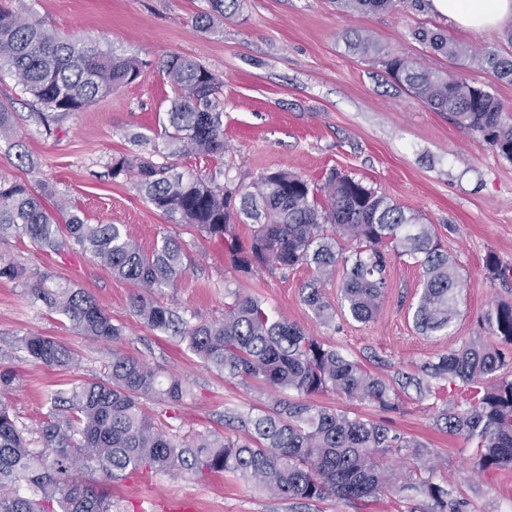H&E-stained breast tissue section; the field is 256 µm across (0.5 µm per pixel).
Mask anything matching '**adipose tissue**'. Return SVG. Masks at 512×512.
Returning a JSON list of instances; mask_svg holds the SVG:
<instances>
[{"instance_id": "1", "label": "adipose tissue", "mask_w": 512, "mask_h": 512, "mask_svg": "<svg viewBox=\"0 0 512 512\" xmlns=\"http://www.w3.org/2000/svg\"><path fill=\"white\" fill-rule=\"evenodd\" d=\"M428 11L467 30H491L512 21V0H426Z\"/></svg>"}]
</instances>
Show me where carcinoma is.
Returning <instances> with one entry per match:
<instances>
[{
    "instance_id": "1",
    "label": "carcinoma",
    "mask_w": 512,
    "mask_h": 512,
    "mask_svg": "<svg viewBox=\"0 0 512 512\" xmlns=\"http://www.w3.org/2000/svg\"><path fill=\"white\" fill-rule=\"evenodd\" d=\"M237 2L209 0L210 10L195 17V27L210 30L215 18L234 13ZM334 2L351 16L397 6V0ZM415 37L452 61L469 58L496 80L512 83V54L479 55L433 30L419 29ZM346 41L354 54L377 61L414 99L434 112L448 113L512 160V112L493 92L469 83L459 72L386 55L365 31H355ZM146 66L137 56H114L95 42L64 38L35 19L0 7V72L18 80L45 123L85 110L137 80ZM159 70L171 88L164 126L168 157H179L187 149L199 155L223 153L224 82L201 62L177 53L165 55ZM14 136L15 114L0 105V139ZM110 170L114 179L137 171L139 190L157 210L210 239L228 242L234 216L251 225L249 247L229 242L231 264L244 276L259 268L314 269L316 276L301 287V299L324 323L334 321L338 311L360 323L375 318L387 287L390 249L422 271L411 307L419 330H447L458 315L462 282L431 225L360 180L333 173L317 191L298 174L276 171L232 191L204 175L186 177L172 161L158 165L143 156L114 158ZM235 193L240 197L236 212ZM55 195L48 183L0 181V240L26 237L56 254L82 247L113 275L142 290L131 307L147 327L181 336L194 355L226 378L293 390L298 398L279 400L250 418L242 436L197 434L180 442L148 413L146 404L180 403L187 392L182 380L162 377L144 361L114 348L104 377L50 394L42 422L31 430L17 424L9 401L16 373L3 369L0 512H112L108 492L83 478L94 469L114 478L144 471L229 473L259 491L300 500L308 508L330 496L368 506L386 493L400 496L418 490L433 501L430 512H463L461 503L448 501L447 488L425 476L424 443L307 400L333 389L393 411L398 392L392 384L296 324L273 317L251 294L232 293L221 321L190 324L149 297L179 287L186 275L179 241L166 236L145 253L122 226L90 224L79 209L54 200ZM345 238L355 242L347 253L339 246ZM339 262L344 279L335 306L323 293L321 276ZM0 279L22 285L32 304L64 316L93 341L116 345L123 339L124 327L113 323L82 289L62 285L48 273L30 274L13 263H0ZM490 324L495 335L512 345V303L497 305ZM20 343L32 361L44 366L66 368L74 361L71 350L52 336L28 334ZM507 365L499 349L474 340L424 368L428 377L467 388L469 407L447 409L437 422L448 434L476 443L475 465L480 469L512 465V373L504 371ZM485 377L493 383L476 386ZM406 448L416 458L413 478L396 484L387 461Z\"/></svg>"
}]
</instances>
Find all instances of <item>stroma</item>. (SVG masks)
<instances>
[{"label":"stroma","mask_w":512,"mask_h":512,"mask_svg":"<svg viewBox=\"0 0 512 512\" xmlns=\"http://www.w3.org/2000/svg\"><path fill=\"white\" fill-rule=\"evenodd\" d=\"M0 6L39 20L59 35L151 61L133 83L84 111L60 117L51 135L16 78L0 75V104L14 112L18 133L16 144L0 140V180L47 182L89 223L124 225L146 252L165 236L181 238L188 272L179 288L159 300L184 320L222 319L232 291L257 295L272 316L287 318L392 383L419 374L426 363L471 340L497 342L488 318L498 303H512V160L447 114L411 98L381 66L352 54L345 34L366 30L385 53L463 72L471 84L491 89L512 109V84L495 81L470 61L448 60L415 37L425 28L480 51L511 52L506 28L459 30L413 0L356 17L340 13L334 0H240L236 16L208 33L195 27L206 0H0ZM170 53L194 57L224 81V153L182 155L179 171L212 176L230 189L277 170L298 173L315 186L324 185L333 172L362 181L432 225L454 259L463 288L451 329L427 335L416 329L408 307L421 275L395 256L389 259L388 286L374 321L362 324L340 315L320 323L300 297V286L313 269H260L241 276L224 245L171 223L145 200L136 176L112 178V159L133 151L129 133L150 137L156 146L152 160H166L161 130L171 91L157 62ZM20 149L30 165L17 159ZM489 255L503 277H488L484 260ZM0 260L52 273L84 289L114 323L124 325L122 351L185 382V397L163 418L174 439L204 432L240 434V418L268 410L283 397L259 384L247 387L225 379L179 337L146 327L131 310L135 286L114 277L81 248L54 254L17 236L0 243ZM29 333L61 341L74 353L75 366L55 369L32 362L19 343ZM111 358V345L79 335L62 316L32 305L21 285L0 279V367L17 374L12 405L20 424L35 427L48 392L103 376ZM314 401L424 442L435 482L464 501L465 512H512V469L478 470L475 445L436 423L442 409L465 408L463 388L438 379L422 393L408 388L395 411L334 390ZM88 477L111 488L114 512H170L174 499L193 502L196 512H307L227 473L194 477L171 471L113 479L95 470Z\"/></svg>","instance_id":"35a3bbf8"}]
</instances>
